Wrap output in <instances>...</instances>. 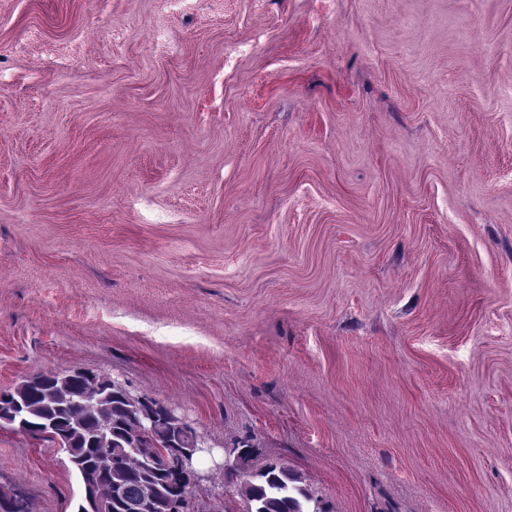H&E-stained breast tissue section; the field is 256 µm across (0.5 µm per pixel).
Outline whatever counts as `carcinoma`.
<instances>
[{
	"instance_id": "cac0c4a2",
	"label": "carcinoma",
	"mask_w": 512,
	"mask_h": 512,
	"mask_svg": "<svg viewBox=\"0 0 512 512\" xmlns=\"http://www.w3.org/2000/svg\"><path fill=\"white\" fill-rule=\"evenodd\" d=\"M162 415L151 436L138 429L144 412ZM55 423L49 441L59 445L75 472L99 477L112 487V502L101 512H170L171 484L160 448L174 445L186 458L201 439L186 423L153 400L146 405L122 382L93 372L39 374L0 399V427L28 432V425ZM292 469L269 463L240 486L246 512H324L300 486Z\"/></svg>"
}]
</instances>
